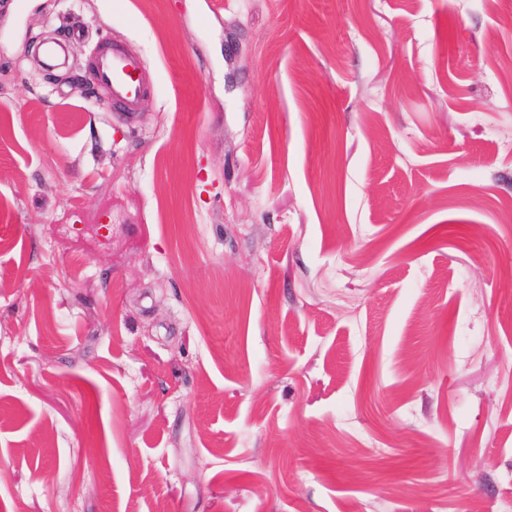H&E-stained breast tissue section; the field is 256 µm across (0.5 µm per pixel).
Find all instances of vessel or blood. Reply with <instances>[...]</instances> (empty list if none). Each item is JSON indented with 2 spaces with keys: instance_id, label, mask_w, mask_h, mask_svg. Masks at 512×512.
I'll return each mask as SVG.
<instances>
[{
  "instance_id": "vessel-or-blood-1",
  "label": "vessel or blood",
  "mask_w": 512,
  "mask_h": 512,
  "mask_svg": "<svg viewBox=\"0 0 512 512\" xmlns=\"http://www.w3.org/2000/svg\"><path fill=\"white\" fill-rule=\"evenodd\" d=\"M96 80L113 109L136 114L150 91L142 60L120 46L101 47L96 58Z\"/></svg>"
}]
</instances>
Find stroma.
Here are the masks:
<instances>
[{"label":"stroma","instance_id":"stroma-1","mask_svg":"<svg viewBox=\"0 0 512 512\" xmlns=\"http://www.w3.org/2000/svg\"><path fill=\"white\" fill-rule=\"evenodd\" d=\"M509 265L512 0H0V512H512ZM96 80L107 93L112 109L132 117L150 91L142 60L134 53L114 45L103 46L96 58Z\"/></svg>","mask_w":512,"mask_h":512}]
</instances>
